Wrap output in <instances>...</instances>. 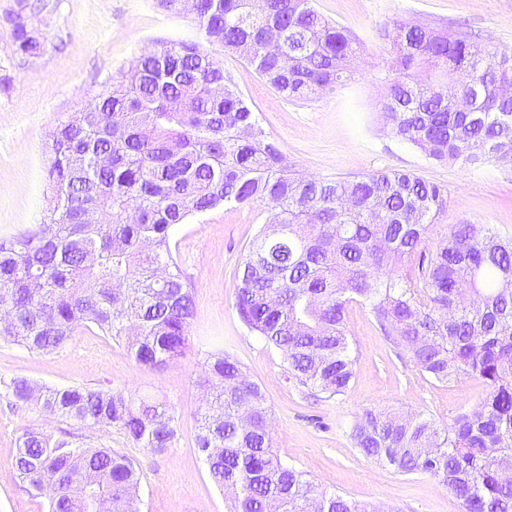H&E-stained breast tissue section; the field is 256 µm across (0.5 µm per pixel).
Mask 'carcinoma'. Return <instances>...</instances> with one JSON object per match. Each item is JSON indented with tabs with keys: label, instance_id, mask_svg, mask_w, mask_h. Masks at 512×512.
<instances>
[{
	"label": "carcinoma",
	"instance_id": "carcinoma-1",
	"mask_svg": "<svg viewBox=\"0 0 512 512\" xmlns=\"http://www.w3.org/2000/svg\"><path fill=\"white\" fill-rule=\"evenodd\" d=\"M45 0H19L7 46L42 53L36 36ZM207 42L250 62L288 100L313 99L350 80L360 45L311 0H196ZM279 32V48L267 43ZM383 112L391 132L437 162L508 166L512 57L462 33L394 20ZM459 77L466 112L448 97ZM48 219L0 238V339L50 353L83 328L126 345L158 369L183 357L195 302L173 257L179 224L218 209L273 202L238 273L235 307L244 324L279 349L287 372L311 392L337 395L354 376L346 310L366 309L397 356L439 383L464 377L487 388L480 407L447 427L366 408L352 437L365 457L448 487L464 512H512V241L484 224H456L431 257L420 247L448 190L406 170L353 179L303 177L263 138L259 118L225 83L214 53L196 42H162L122 70L49 133ZM100 154L108 166L95 165ZM99 214L96 224L85 213ZM201 384L195 445L228 512H376L319 491L272 451L260 386L228 353H210ZM13 406L34 402L85 429L116 428L161 451L177 429L162 403L121 391L3 383ZM27 486L48 488V512H141L134 464L112 448H83L27 429L11 461Z\"/></svg>",
	"mask_w": 512,
	"mask_h": 512
}]
</instances>
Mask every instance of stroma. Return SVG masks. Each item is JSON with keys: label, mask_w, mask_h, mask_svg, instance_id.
I'll return each mask as SVG.
<instances>
[{"label": "stroma", "mask_w": 512, "mask_h": 512, "mask_svg": "<svg viewBox=\"0 0 512 512\" xmlns=\"http://www.w3.org/2000/svg\"><path fill=\"white\" fill-rule=\"evenodd\" d=\"M42 32L44 53L25 60L5 45L6 13L18 0H0V236L46 219L51 194L45 180L48 134L94 94L111 85L157 42H198L187 13L164 10L158 0H50ZM316 10L345 27L360 45L354 80L306 101L276 93L244 58L220 55L227 84L260 116L269 140L304 175L350 179L405 169L443 185L448 205L430 224L423 244L433 253L453 225L485 224L512 238V172L493 166L438 164L396 138L383 117L387 93L385 27L419 19L462 31L497 53L512 55V0H312ZM267 208H224L194 217L173 234L172 252L187 276L196 305L183 358L158 370L139 365L124 345L84 329L60 349L42 354L0 341V381L23 377L38 386L72 385L160 399L175 418L169 448L153 452L117 430L67 427L28 404L13 410L0 394V512H45L44 498L25 489L11 459L23 429L67 430L86 447H111L140 471L142 512H225L224 495L210 481L195 447L196 412L206 395L200 384L207 353L234 356L259 384L269 409L275 451L307 472L318 489L381 508L382 512H463L461 502L431 476L405 475L363 456L351 437L356 413L377 408L419 415L438 426L476 410L486 389L475 379L438 383L408 358L397 357L368 310L349 305L346 321L354 376L338 395L307 394L287 373L283 354L256 336L235 308L238 272L261 230Z\"/></svg>", "instance_id": "obj_1"}]
</instances>
